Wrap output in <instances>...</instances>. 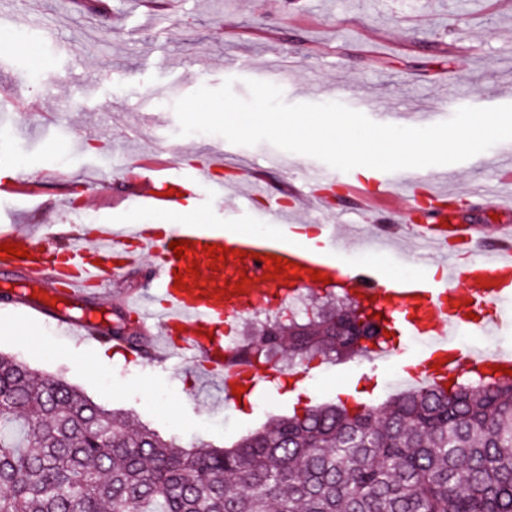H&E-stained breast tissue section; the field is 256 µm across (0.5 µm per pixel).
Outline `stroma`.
<instances>
[{
	"label": "stroma",
	"mask_w": 512,
	"mask_h": 512,
	"mask_svg": "<svg viewBox=\"0 0 512 512\" xmlns=\"http://www.w3.org/2000/svg\"><path fill=\"white\" fill-rule=\"evenodd\" d=\"M110 9L87 22L77 0H10L9 11L38 13L41 32L0 22V96L21 90L24 112L0 110V174L37 178L39 196L0 198V224L12 223L28 239L59 246L87 225L168 223L172 211L127 207L135 158L167 153L230 190L211 224L267 232L279 219V201L291 186L321 168L315 158L289 153L287 164L267 170L272 199L238 200L250 186L252 164L280 154L268 143L241 146L221 136H178L173 104L200 86L233 79L247 96L246 80L280 86L287 102L339 101L355 107L367 98L396 125L426 126L449 119L462 106L512 103V11L489 12L483 0H184L180 11L146 14L138 0H110ZM278 58L279 68L257 73ZM507 156L495 145L465 162L407 169L370 179L327 182L334 198L326 209L291 207L293 222L393 228L419 200L420 189L451 202L455 216L492 241L512 226V208L493 199ZM409 184V197L382 203L367 214L353 205L351 185L383 195L385 177ZM155 258L117 276L109 292H88L84 306L111 314L115 302L148 294ZM15 301L0 300V352L38 373L64 378L95 402L133 413L141 424L182 445L215 447L293 408L353 396L382 403L408 367L406 355L383 362L356 357L313 361L292 380L266 368L259 394L235 408L220 400L214 383L200 384L194 364L128 357L112 345L86 342L77 330L18 319Z\"/></svg>",
	"instance_id": "1"
}]
</instances>
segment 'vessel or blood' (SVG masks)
Masks as SVG:
<instances>
[{
  "instance_id": "vessel-or-blood-1",
  "label": "vessel or blood",
  "mask_w": 512,
  "mask_h": 512,
  "mask_svg": "<svg viewBox=\"0 0 512 512\" xmlns=\"http://www.w3.org/2000/svg\"><path fill=\"white\" fill-rule=\"evenodd\" d=\"M134 177L143 186L138 204L149 210H166L175 205L184 192L193 193L201 211H210L224 198V186L208 182L203 174L176 170L173 161L156 163L138 160ZM38 181L20 177L0 184V196L39 194ZM327 248L291 242L287 231L256 235L243 232L221 236L199 224H181L161 232L149 224H95L87 233L62 246L42 242H23L13 225H0V245L24 243L25 258L0 257V266L21 267L29 282L46 287L48 293H63L72 300L84 297L89 287L107 288L119 268L139 266L145 255L157 256L159 262L152 278V292L162 300L161 309L136 305L141 320L158 321L165 334H180L183 343L199 352L203 368L210 376L223 379L224 401L250 399L256 387L257 369L249 364L228 361L222 336L224 324L238 310L252 307L258 295L286 291L289 285H312L311 271L326 278L342 280L353 288L354 296L368 297V310L384 313L391 320L404 318L403 334L421 337L439 350L438 356L421 358L417 376L408 380L412 386L447 385L465 367H472L487 378H494L495 366L512 370V350L462 348L457 336H495L512 332V293L505 285L512 281V229L500 228L489 254L479 255L464 266L450 264L449 244L470 245L472 227L449 221L445 207H437L425 223L410 224L406 233L417 246L416 253L393 249L394 259H414L422 272L413 277L389 275L378 266L347 267L338 226L319 225ZM188 242V255L175 258L170 244ZM227 248L224 262L213 263L206 246ZM288 259L299 270L290 277H271L268 256ZM198 264V274H189L191 264ZM442 268L441 278H434V268ZM248 277L243 290H225V281L239 282ZM183 278L184 288L174 286ZM495 308L491 318L480 317L483 304ZM243 386L242 395L231 392Z\"/></svg>"
}]
</instances>
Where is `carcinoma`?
I'll use <instances>...</instances> for the list:
<instances>
[{"label": "carcinoma", "mask_w": 512, "mask_h": 512, "mask_svg": "<svg viewBox=\"0 0 512 512\" xmlns=\"http://www.w3.org/2000/svg\"><path fill=\"white\" fill-rule=\"evenodd\" d=\"M115 317L103 340L152 358L130 313ZM373 323L341 296L290 304L230 350L291 367L365 354L386 343ZM0 512H512V380L311 406L186 449L1 353Z\"/></svg>", "instance_id": "1"}]
</instances>
